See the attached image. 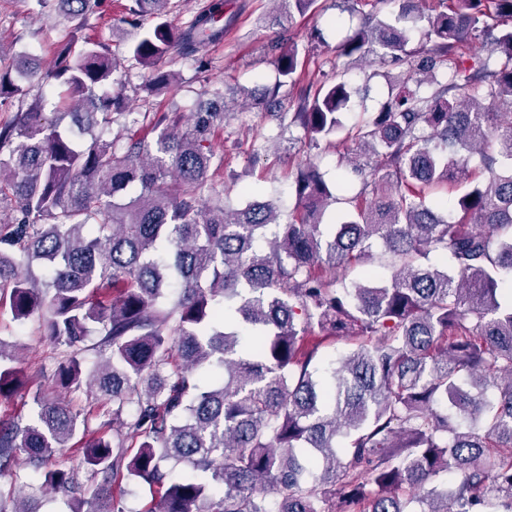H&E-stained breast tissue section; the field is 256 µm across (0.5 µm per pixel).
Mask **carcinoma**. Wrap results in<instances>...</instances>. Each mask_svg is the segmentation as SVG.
Listing matches in <instances>:
<instances>
[{"mask_svg":"<svg viewBox=\"0 0 512 512\" xmlns=\"http://www.w3.org/2000/svg\"><path fill=\"white\" fill-rule=\"evenodd\" d=\"M275 2L281 25L316 0ZM386 2L398 10L381 20ZM421 2L371 0L336 45L344 66L403 67L379 111L344 129V82L296 102L311 142L347 131L337 168L381 172L329 226L338 197L313 162L286 222L208 182L232 111L221 86L185 115L153 113L152 137L127 134L121 62L173 86L166 64H204L224 40L227 0L185 27L173 0H126L123 56L85 35L103 0H37L69 23L42 72L0 42V106L21 101L0 123V291L12 320H42L55 386L106 401L94 415L39 399L34 418L0 421V475L18 490L0 512H39L40 491L79 494L70 512H125L124 477L158 485L145 512H512V0ZM308 55L288 42L280 75L297 82ZM439 189L457 193L454 213ZM377 240L399 262L390 281L346 283ZM432 254L442 264H417ZM339 339L352 349L320 364ZM27 385L0 340V397ZM76 438L79 469L51 466Z\"/></svg>","mask_w":512,"mask_h":512,"instance_id":"1","label":"carcinoma"}]
</instances>
